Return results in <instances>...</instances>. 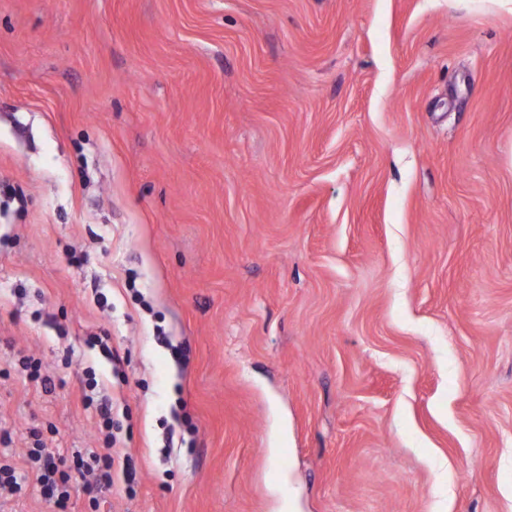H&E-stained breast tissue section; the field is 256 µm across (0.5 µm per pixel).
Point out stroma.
<instances>
[{
    "label": "stroma",
    "instance_id": "obj_1",
    "mask_svg": "<svg viewBox=\"0 0 512 512\" xmlns=\"http://www.w3.org/2000/svg\"><path fill=\"white\" fill-rule=\"evenodd\" d=\"M91 376L67 512H512V0H0V461ZM85 403L88 406H94L99 416L98 433L103 437V443L106 448L112 450V408L106 401L98 402L91 396H85Z\"/></svg>",
    "mask_w": 512,
    "mask_h": 512
}]
</instances>
